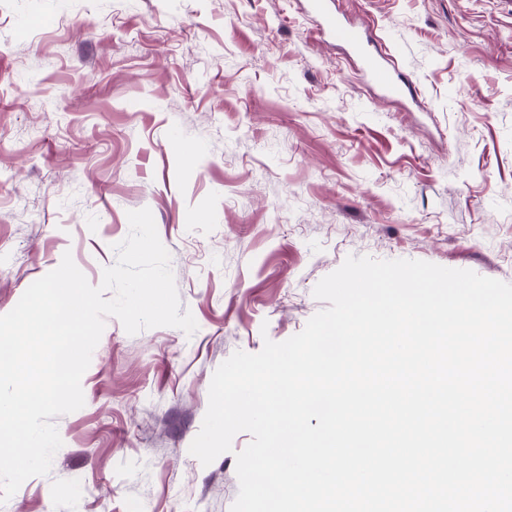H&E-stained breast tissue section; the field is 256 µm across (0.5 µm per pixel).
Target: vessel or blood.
Wrapping results in <instances>:
<instances>
[{
  "instance_id": "vessel-or-blood-1",
  "label": "vessel or blood",
  "mask_w": 512,
  "mask_h": 512,
  "mask_svg": "<svg viewBox=\"0 0 512 512\" xmlns=\"http://www.w3.org/2000/svg\"><path fill=\"white\" fill-rule=\"evenodd\" d=\"M308 4L317 20V33L331 36L354 51L360 58L363 74L373 84L391 96L412 98L418 95L416 83L391 68L384 55L369 50L367 36L359 29L343 25L336 14L326 7L325 0H308Z\"/></svg>"
}]
</instances>
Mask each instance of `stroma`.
<instances>
[{
  "label": "stroma",
  "mask_w": 512,
  "mask_h": 512,
  "mask_svg": "<svg viewBox=\"0 0 512 512\" xmlns=\"http://www.w3.org/2000/svg\"><path fill=\"white\" fill-rule=\"evenodd\" d=\"M334 2L418 98L306 0H0V315L67 252L99 285L147 208L198 324L107 318L50 472L0 512H230L250 434L189 452L212 375L299 333L348 256L512 283V0ZM309 8L317 19L316 32L331 36L354 51L360 58L363 74L381 90L391 96L414 98L419 90L408 76L388 65L384 55L368 49V38L354 27L343 25L336 13L325 6V0H308Z\"/></svg>",
  "instance_id": "stroma-1"
}]
</instances>
